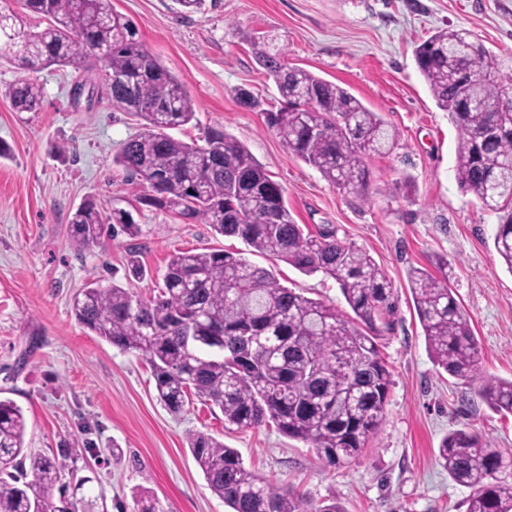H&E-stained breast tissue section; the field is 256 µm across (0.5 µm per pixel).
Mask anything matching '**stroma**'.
Masks as SVG:
<instances>
[{
    "label": "stroma",
    "instance_id": "stroma-1",
    "mask_svg": "<svg viewBox=\"0 0 512 512\" xmlns=\"http://www.w3.org/2000/svg\"><path fill=\"white\" fill-rule=\"evenodd\" d=\"M112 8L195 102V120L175 138L232 134L281 184L296 223L335 228L385 272L397 307L382 341L392 374L386 420L359 456L330 468L275 424L228 430L220 410L198 400L168 412L149 366L76 320L73 298L87 283H117L147 297L162 287L173 253L224 249L244 252L307 297L344 313L349 307L331 278L303 275L202 221L140 204L144 186L113 162L139 132L138 118L103 96L75 98L82 77L72 69L24 70L2 59L0 145L10 156L0 158V399L23 410L26 447L65 457L66 496L79 512H133L132 492L141 486L163 512H229L188 448L195 432L237 449L247 467L295 488L313 508L333 498L343 512H466L469 491L438 463V448L460 428L512 448V414L477 395L481 379L512 378V272L493 247L496 215L457 183L458 130L432 98L413 48L452 26L495 54H512V0H205L193 13L177 0H112ZM259 36L288 65L346 88L397 129L398 148L366 161L367 197L340 190L268 129L265 111L283 100L255 60L251 41ZM23 80L40 86V111L13 109L8 91ZM242 89L256 107L240 102ZM88 201L105 215L122 205L143 235L80 250L70 218ZM132 250L145 270L139 280L128 274ZM440 266L480 345L473 381L433 362L416 314L407 273Z\"/></svg>",
    "mask_w": 512,
    "mask_h": 512
}]
</instances>
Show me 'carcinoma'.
<instances>
[{"mask_svg":"<svg viewBox=\"0 0 512 512\" xmlns=\"http://www.w3.org/2000/svg\"><path fill=\"white\" fill-rule=\"evenodd\" d=\"M5 14L10 60L23 69L53 65L96 70L112 105L133 112L141 131L113 162L148 187L140 203L183 218H199L215 233L235 237L249 251L282 260L305 275L332 278L354 314L281 285L273 272L238 253L172 255L158 295L145 298L115 283L82 290L73 301L77 321L96 336L151 366L160 403L181 413L191 396L224 414V427L273 421L285 436L339 466L356 457L382 426L392 384L378 340L392 330L394 303L385 273L364 249L332 230L315 235L295 222L274 181L248 148L212 130L205 144L169 134L195 119V102L182 83L144 47L136 26L112 0H19ZM30 18H46L40 31ZM288 108L267 114L289 154L339 189L366 195L363 159L398 146L396 129L345 88L281 63L267 41L254 45ZM415 63L442 111L459 130L455 176L460 188L498 215L493 246L512 273V200L501 184L512 174V66L463 30L443 28L418 44ZM17 112H35L40 87L21 81L9 90ZM78 247L91 251L109 235H142L119 208L104 217L88 201L71 218ZM408 280L433 361L456 378L477 375L480 351L470 321L452 290L426 269ZM478 395L512 414V379L483 382ZM26 420L13 401L0 399V512H77L57 506L52 490L68 469L65 458L25 451ZM188 447L211 492L231 512H308L307 502L247 468L237 449L204 433ZM442 466L470 489L467 512H512V452L460 429L439 447ZM136 512H162L145 488L133 492Z\"/></svg>","mask_w":512,"mask_h":512,"instance_id":"obj_1","label":"carcinoma"}]
</instances>
